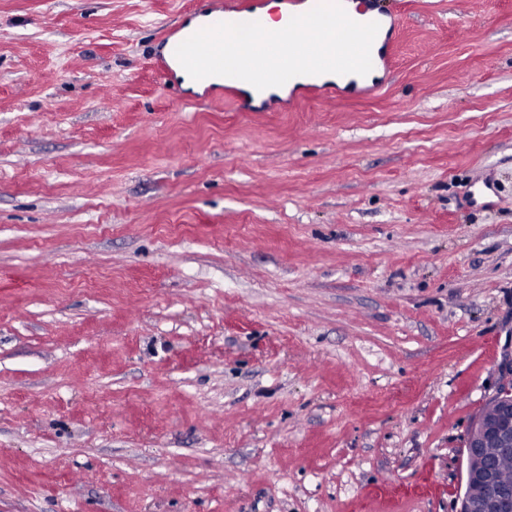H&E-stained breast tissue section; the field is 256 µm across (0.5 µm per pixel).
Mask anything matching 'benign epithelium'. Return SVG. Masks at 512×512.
<instances>
[{
    "instance_id": "7a95c632",
    "label": "benign epithelium",
    "mask_w": 512,
    "mask_h": 512,
    "mask_svg": "<svg viewBox=\"0 0 512 512\" xmlns=\"http://www.w3.org/2000/svg\"><path fill=\"white\" fill-rule=\"evenodd\" d=\"M496 393L474 415L465 440V474L457 512H508L504 463L512 460V354L499 365Z\"/></svg>"
}]
</instances>
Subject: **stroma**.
Returning a JSON list of instances; mask_svg holds the SVG:
<instances>
[{"mask_svg": "<svg viewBox=\"0 0 512 512\" xmlns=\"http://www.w3.org/2000/svg\"><path fill=\"white\" fill-rule=\"evenodd\" d=\"M375 94L152 68L193 0H0V512H456L512 351V0H381Z\"/></svg>", "mask_w": 512, "mask_h": 512, "instance_id": "1", "label": "stroma"}]
</instances>
